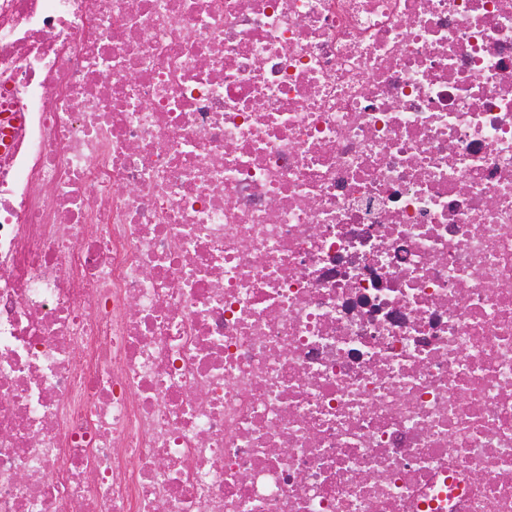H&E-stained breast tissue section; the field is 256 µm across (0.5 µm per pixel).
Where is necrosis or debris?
Returning a JSON list of instances; mask_svg holds the SVG:
<instances>
[{
    "mask_svg": "<svg viewBox=\"0 0 512 512\" xmlns=\"http://www.w3.org/2000/svg\"><path fill=\"white\" fill-rule=\"evenodd\" d=\"M0 512H512V0H0Z\"/></svg>",
    "mask_w": 512,
    "mask_h": 512,
    "instance_id": "obj_1",
    "label": "necrosis or debris"
}]
</instances>
